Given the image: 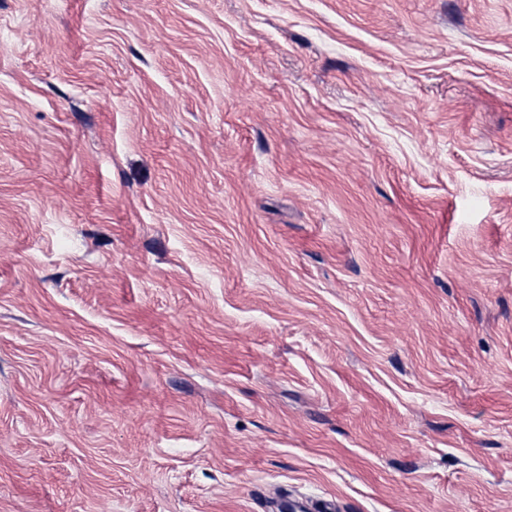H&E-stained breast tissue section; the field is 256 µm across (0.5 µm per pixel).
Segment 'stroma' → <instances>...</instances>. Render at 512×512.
Returning a JSON list of instances; mask_svg holds the SVG:
<instances>
[{"label":"stroma","mask_w":512,"mask_h":512,"mask_svg":"<svg viewBox=\"0 0 512 512\" xmlns=\"http://www.w3.org/2000/svg\"><path fill=\"white\" fill-rule=\"evenodd\" d=\"M512 512V0H0V512Z\"/></svg>","instance_id":"obj_1"}]
</instances>
